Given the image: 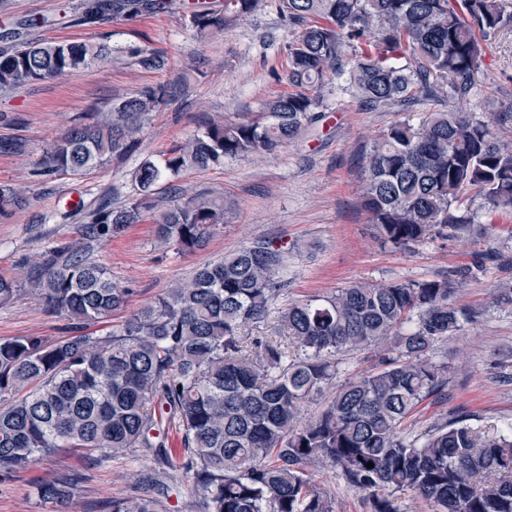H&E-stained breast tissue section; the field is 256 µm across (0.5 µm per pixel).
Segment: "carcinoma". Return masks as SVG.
Instances as JSON below:
<instances>
[{
    "mask_svg": "<svg viewBox=\"0 0 512 512\" xmlns=\"http://www.w3.org/2000/svg\"><path fill=\"white\" fill-rule=\"evenodd\" d=\"M504 0H274L293 29L289 90L266 119H209L178 146L142 159L132 191L88 214L91 239L117 238L149 220L157 241L179 254L202 248L224 224V199L179 192L162 205L155 187L226 158L270 153L300 140L320 121L322 91L348 74L361 102L379 107L466 102L486 42L512 21ZM261 0H224L193 10L188 25L206 39L246 20ZM175 0H101L104 22L156 17ZM121 55L138 68L170 67L147 46L16 41L0 49V91L63 78ZM176 84L145 85L112 100L102 117L73 125L42 150L30 175H84L131 150L146 121L177 99ZM512 105L478 120L459 107L426 113L418 126L393 123L363 157L361 205L383 243L407 249L431 235L457 237L472 225L457 215L468 192L489 216H512ZM29 205L24 191L0 184V215ZM287 251L258 238L198 268L194 277L112 327L85 332L127 303L129 289L99 261L74 252L36 261L31 288L47 309L79 325L55 342L38 336L0 340V475L62 448L88 457L140 448L169 458L166 427L178 425L182 468L200 493L198 512H335V499L311 468L329 464L364 494L371 512H398L411 490L436 512H512V433H480L464 419L432 426L410 440L403 425L448 383L432 357L472 316L454 304L458 281L376 285L359 282L320 299L293 302L267 336L282 290ZM22 278L0 273V303ZM394 340L374 370L340 385L313 419L301 407L336 379L341 350ZM374 467H367V463ZM77 480L65 472L39 484L40 497L68 505ZM112 512H167L156 482L112 500Z\"/></svg>",
    "mask_w": 512,
    "mask_h": 512,
    "instance_id": "carcinoma-1",
    "label": "carcinoma"
}]
</instances>
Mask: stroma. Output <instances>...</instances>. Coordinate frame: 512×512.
I'll use <instances>...</instances> for the list:
<instances>
[{"instance_id": "obj_1", "label": "stroma", "mask_w": 512, "mask_h": 512, "mask_svg": "<svg viewBox=\"0 0 512 512\" xmlns=\"http://www.w3.org/2000/svg\"><path fill=\"white\" fill-rule=\"evenodd\" d=\"M95 0H0V47L5 31L24 29L26 38L146 45L164 51L171 66L146 72L122 61L96 64L65 78L41 82L0 96V182L29 196V207L0 218V272L31 271L35 256L88 247L130 288L127 313L153 303L167 288L187 281L195 269L224 254L266 238L288 251L278 307L318 297L357 282L388 284L463 273L455 303L477 313L435 356L447 362L448 395L430 398L404 426L414 438L432 425L469 416L472 425L497 430L512 423V306L496 295L512 288V220H498L479 240L432 238L409 251L382 243L359 205L362 158L372 139L398 120L419 124L427 111L390 106L367 108L337 78L323 92V118L312 135L271 154L228 159L223 165L186 171L178 180L187 195L207 193L228 206L224 224L205 249L189 255L159 247L152 224H137L115 239L87 241L85 212L110 200L111 190L129 194V174L149 154L179 145L205 118L262 117L265 105L287 89L288 44L292 29L275 6H261L248 20L208 41L196 38L180 11L117 23H90L83 14ZM178 84L179 98L144 125L140 145L128 156L82 176L43 179L30 170L55 134L94 112L109 111L115 97L151 84ZM512 100V26L486 46L467 109L484 120ZM65 317L49 312L30 291L0 305V340L38 336L52 341L69 335ZM338 374L302 408L317 415L335 388L378 362L365 349L338 357ZM171 463L131 450L95 461L70 449L0 480V512H55L44 502L40 482L67 471L80 479L68 512H112L114 498L133 493L144 475L168 490V512H195L197 492L181 468V436L169 429ZM314 479L336 498V512H369L363 494L333 467Z\"/></svg>"}]
</instances>
